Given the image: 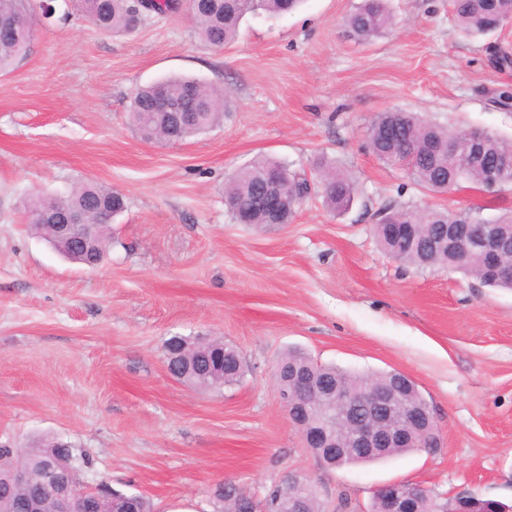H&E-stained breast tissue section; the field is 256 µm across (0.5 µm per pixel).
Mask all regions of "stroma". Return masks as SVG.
Wrapping results in <instances>:
<instances>
[{
    "mask_svg": "<svg viewBox=\"0 0 512 512\" xmlns=\"http://www.w3.org/2000/svg\"><path fill=\"white\" fill-rule=\"evenodd\" d=\"M359 0H304L247 16L215 49L187 11L104 34L72 0H51L28 55L0 74V443L40 437L89 455L85 485L143 495L153 512H215L232 484L263 499L307 479L327 512H370L402 481L438 504L460 494L512 507V289L390 257L373 226L387 204L512 209V188L447 193L416 185L369 149L388 109L512 141V22L463 35L449 0H389L398 25L368 42L347 19ZM188 75L223 89L224 120L176 144L142 140L136 87ZM270 157L315 179L321 159L358 186L344 212L308 197L287 224H238L224 188ZM81 180L127 200L94 269L33 234L23 202ZM219 336L243 361L214 393L173 380L164 344ZM350 372L412 378L439 430L433 451L324 467L304 447L273 375L287 349Z\"/></svg>",
    "mask_w": 512,
    "mask_h": 512,
    "instance_id": "1",
    "label": "stroma"
}]
</instances>
